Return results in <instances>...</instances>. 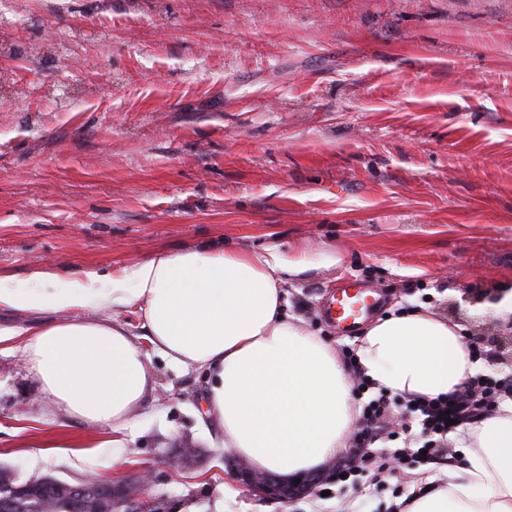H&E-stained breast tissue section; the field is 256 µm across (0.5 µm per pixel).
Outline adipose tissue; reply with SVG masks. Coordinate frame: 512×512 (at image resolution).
<instances>
[{
  "mask_svg": "<svg viewBox=\"0 0 512 512\" xmlns=\"http://www.w3.org/2000/svg\"><path fill=\"white\" fill-rule=\"evenodd\" d=\"M335 252L292 256L186 249L88 271L59 286L34 271L0 280V310L40 316L19 349L35 395L52 412L111 431L113 458L152 390L147 353L205 376L207 417L225 449L254 470L294 480L346 454L359 417L353 378L334 346L286 310L287 279L336 266ZM137 310L140 345L120 318ZM365 376L388 394L435 398L473 375L459 323L423 309L380 317L356 349ZM459 462L409 512H512V402L459 429Z\"/></svg>",
  "mask_w": 512,
  "mask_h": 512,
  "instance_id": "adipose-tissue-1",
  "label": "adipose tissue"
}]
</instances>
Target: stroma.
I'll list each match as a JSON object with an SVG mask.
<instances>
[{
    "label": "stroma",
    "instance_id": "obj_1",
    "mask_svg": "<svg viewBox=\"0 0 512 512\" xmlns=\"http://www.w3.org/2000/svg\"><path fill=\"white\" fill-rule=\"evenodd\" d=\"M336 252L287 311L329 323L356 281L372 316L422 307L492 347L512 284V0H0V278L70 280L159 251ZM154 389L114 462L108 430L50 419L0 346V469L18 480L129 481L162 512H399L433 476L408 460L265 501L224 473L203 378L151 354ZM199 455L162 465L178 449Z\"/></svg>",
    "mask_w": 512,
    "mask_h": 512
}]
</instances>
